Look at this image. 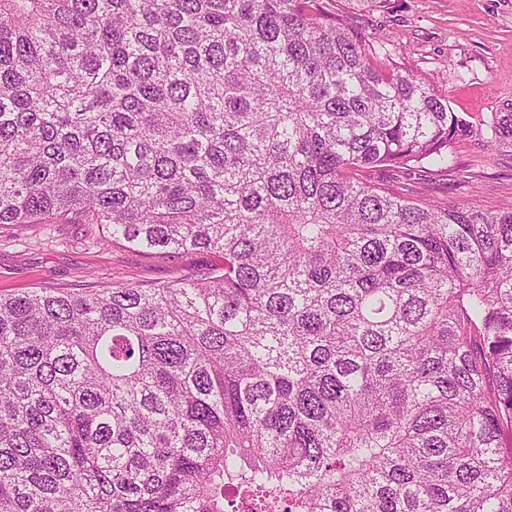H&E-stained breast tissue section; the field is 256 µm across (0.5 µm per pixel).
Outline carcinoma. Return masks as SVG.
Here are the masks:
<instances>
[{"label":"carcinoma","instance_id":"1","mask_svg":"<svg viewBox=\"0 0 512 512\" xmlns=\"http://www.w3.org/2000/svg\"><path fill=\"white\" fill-rule=\"evenodd\" d=\"M374 42L320 0H0V226L221 259L0 297V512H512V210L372 181L468 129Z\"/></svg>","mask_w":512,"mask_h":512}]
</instances>
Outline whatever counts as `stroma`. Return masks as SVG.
Instances as JSON below:
<instances>
[{
  "mask_svg": "<svg viewBox=\"0 0 512 512\" xmlns=\"http://www.w3.org/2000/svg\"><path fill=\"white\" fill-rule=\"evenodd\" d=\"M388 57L405 62L446 96L469 133L456 144L452 167L428 173L381 171L415 198L468 204L487 212L512 209V138L488 150L495 115L512 113V0H322ZM92 224L0 228V295L35 288L79 291L123 280L147 283L203 268L213 254L177 257L98 244Z\"/></svg>",
  "mask_w": 512,
  "mask_h": 512,
  "instance_id": "1",
  "label": "stroma"
}]
</instances>
